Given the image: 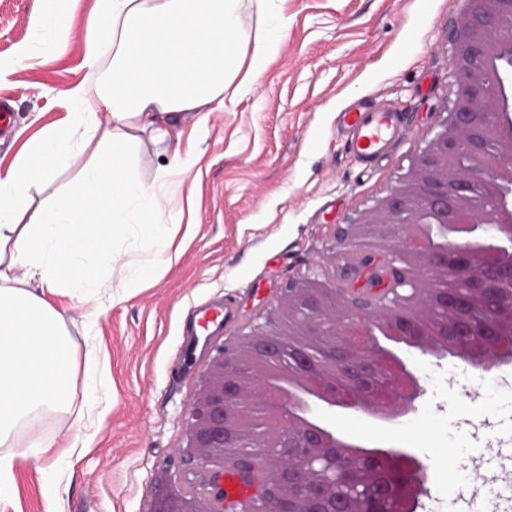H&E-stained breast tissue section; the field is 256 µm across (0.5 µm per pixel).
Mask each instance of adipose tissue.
Instances as JSON below:
<instances>
[{
    "label": "adipose tissue",
    "mask_w": 512,
    "mask_h": 512,
    "mask_svg": "<svg viewBox=\"0 0 512 512\" xmlns=\"http://www.w3.org/2000/svg\"><path fill=\"white\" fill-rule=\"evenodd\" d=\"M240 0H97L98 26L85 63L111 52L101 81L66 92L63 123L44 129L0 170V512L16 491L18 461L43 455L41 441L19 444L18 431L45 410H72L73 350L66 316L51 301H87L100 289L95 269L112 259L116 232L131 228L166 246L160 199L167 175L145 183L133 173L138 135L162 141L181 119L202 122L225 109V91L249 93L276 53L286 22L243 33ZM75 181L42 203L32 192L76 157ZM23 268L22 278L12 271ZM109 400L104 377L84 383L85 434H59V452L43 485L46 512H57L61 471L88 448L87 433Z\"/></svg>",
    "instance_id": "obj_1"
}]
</instances>
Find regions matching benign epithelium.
<instances>
[{"instance_id":"1","label":"benign epithelium","mask_w":512,"mask_h":512,"mask_svg":"<svg viewBox=\"0 0 512 512\" xmlns=\"http://www.w3.org/2000/svg\"><path fill=\"white\" fill-rule=\"evenodd\" d=\"M448 27V62L456 98L414 151L409 169L350 224L339 226L323 247L312 272L288 281L262 313V321L219 339L205 340L208 358L183 418L180 453L205 478L206 493L184 492L151 512H224V447L243 448L242 477H259L251 467L250 440L228 433L265 424V448L301 454L308 466L293 483L295 492L333 496L344 512H417L425 467L405 448L369 446L336 430L326 417L361 411L392 424L414 413L424 380L409 356L423 351L419 323H407L402 307L440 289L433 311L443 316L492 304L485 319L460 320L436 331L439 345L427 355L440 364L454 357L490 373L512 364V0H464ZM488 205L473 209L476 188ZM357 253L375 262L390 256L400 278L380 284L373 312L370 291L349 295L336 284L327 261ZM294 317L316 337L307 359L291 366L280 358L278 337ZM346 383L314 371L322 360L336 362ZM388 463L412 473L409 488L388 508L372 494L365 468ZM246 512H290L288 497L267 484Z\"/></svg>"}]
</instances>
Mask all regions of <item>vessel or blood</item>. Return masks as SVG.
Masks as SVG:
<instances>
[{
	"label": "vessel or blood",
	"instance_id": "obj_1",
	"mask_svg": "<svg viewBox=\"0 0 512 512\" xmlns=\"http://www.w3.org/2000/svg\"><path fill=\"white\" fill-rule=\"evenodd\" d=\"M339 123L346 132L350 153L365 165L385 154L403 131L401 113L386 108L343 112L339 115ZM247 496L248 491L239 483L237 474L225 472L224 506L227 512H235Z\"/></svg>",
	"mask_w": 512,
	"mask_h": 512
}]
</instances>
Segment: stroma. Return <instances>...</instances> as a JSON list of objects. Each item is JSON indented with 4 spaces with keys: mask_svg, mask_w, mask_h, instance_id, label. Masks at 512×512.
Here are the masks:
<instances>
[{
    "mask_svg": "<svg viewBox=\"0 0 512 512\" xmlns=\"http://www.w3.org/2000/svg\"><path fill=\"white\" fill-rule=\"evenodd\" d=\"M288 26L253 91L204 124L184 120L169 139L141 134L134 170L152 181L178 155L194 165L175 173L161 202L182 248L157 264L146 284L126 287L129 268L155 262L156 247L113 240L114 265L98 271L95 298L73 307L67 328L77 349L74 405L96 361L107 364L111 406L88 452L62 474V512H149L176 492L191 461L178 454L182 417L208 356L186 337L202 305L227 304L224 335L258 316L289 279L306 274L336 225L354 221L404 174L436 111L454 100L448 25L462 0H273ZM40 0H0V93L13 96L0 169L44 127L67 116L65 93L93 82L85 42L96 0H67L65 44L43 51ZM33 49L21 62L22 46ZM354 105L398 109L405 133L377 164L349 153L338 116ZM426 393L408 428L357 412L337 429L372 446L410 449L426 467L429 494L419 512H512V365L489 374L451 359L414 354ZM467 473L454 498L443 461ZM51 455L21 461L8 512H45L42 486Z\"/></svg>",
    "mask_w": 512,
    "mask_h": 512,
    "instance_id": "35a3bbf8",
    "label": "stroma"
}]
</instances>
